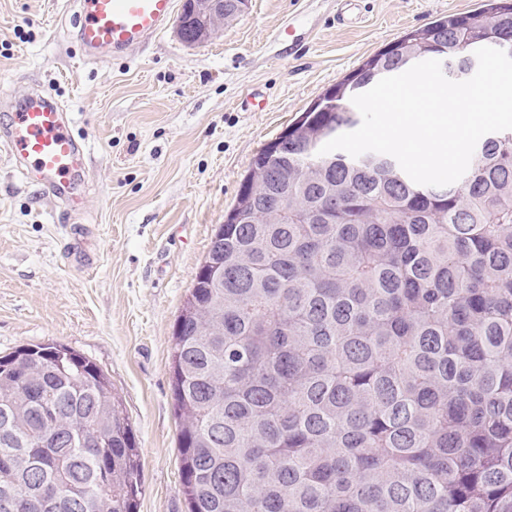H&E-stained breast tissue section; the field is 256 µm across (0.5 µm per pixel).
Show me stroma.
Wrapping results in <instances>:
<instances>
[{
  "instance_id": "stroma-1",
  "label": "stroma",
  "mask_w": 512,
  "mask_h": 512,
  "mask_svg": "<svg viewBox=\"0 0 512 512\" xmlns=\"http://www.w3.org/2000/svg\"><path fill=\"white\" fill-rule=\"evenodd\" d=\"M480 2L357 0L341 24L336 0H249L204 44L171 25L128 57L85 62L65 31L71 0H0V100L51 87L88 151L78 265L58 204L0 157V356L54 342L103 369L136 436L138 512H187L170 340L254 156L369 56ZM252 93L263 110H242Z\"/></svg>"
}]
</instances>
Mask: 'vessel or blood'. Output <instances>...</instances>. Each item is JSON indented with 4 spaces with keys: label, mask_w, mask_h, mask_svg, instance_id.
Masks as SVG:
<instances>
[{
    "label": "vessel or blood",
    "mask_w": 512,
    "mask_h": 512,
    "mask_svg": "<svg viewBox=\"0 0 512 512\" xmlns=\"http://www.w3.org/2000/svg\"><path fill=\"white\" fill-rule=\"evenodd\" d=\"M175 15V0H76L69 37L83 60L126 56L163 31ZM10 119L0 127V154L23 179L38 177L44 194L62 203L65 214L77 211L74 189L86 157L73 120L48 88L27 94L9 106Z\"/></svg>",
    "instance_id": "vessel-or-blood-1"
}]
</instances>
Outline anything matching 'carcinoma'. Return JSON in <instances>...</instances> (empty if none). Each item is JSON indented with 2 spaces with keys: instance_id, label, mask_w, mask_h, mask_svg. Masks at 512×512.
<instances>
[{
  "instance_id": "1",
  "label": "carcinoma",
  "mask_w": 512,
  "mask_h": 512,
  "mask_svg": "<svg viewBox=\"0 0 512 512\" xmlns=\"http://www.w3.org/2000/svg\"><path fill=\"white\" fill-rule=\"evenodd\" d=\"M503 36L512 0H481L354 76L371 88L408 51L462 65ZM352 97L337 83L257 153L251 222L219 225L174 323L188 512H512V130L433 190L317 154L358 125ZM140 494L97 364L54 343L0 357V512H137Z\"/></svg>"
}]
</instances>
